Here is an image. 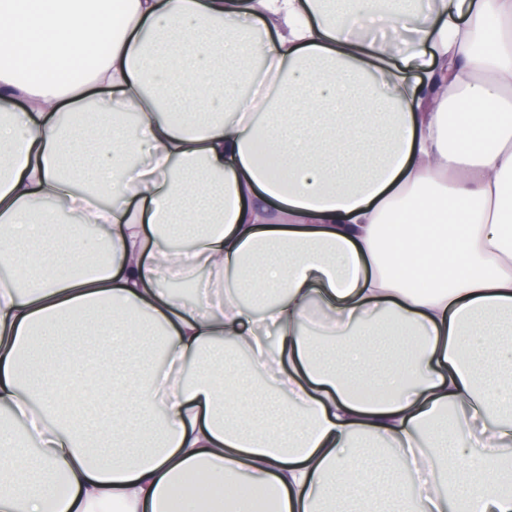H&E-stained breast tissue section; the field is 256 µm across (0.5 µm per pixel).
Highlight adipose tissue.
Here are the masks:
<instances>
[{"label":"adipose tissue","instance_id":"1","mask_svg":"<svg viewBox=\"0 0 512 512\" xmlns=\"http://www.w3.org/2000/svg\"><path fill=\"white\" fill-rule=\"evenodd\" d=\"M15 98L0 512H512V0H0Z\"/></svg>","mask_w":512,"mask_h":512}]
</instances>
